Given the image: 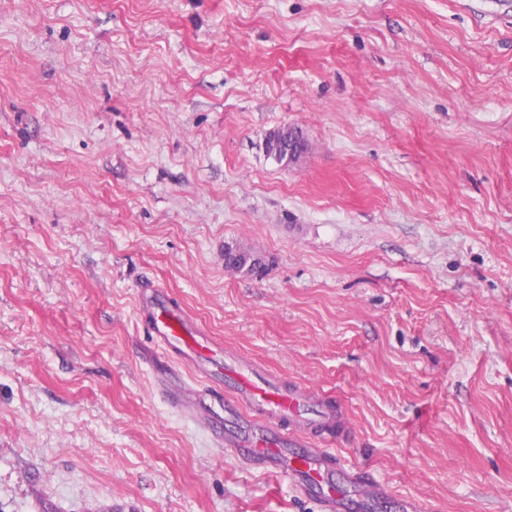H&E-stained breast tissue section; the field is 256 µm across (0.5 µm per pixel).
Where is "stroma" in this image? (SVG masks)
<instances>
[{"label":"stroma","mask_w":512,"mask_h":512,"mask_svg":"<svg viewBox=\"0 0 512 512\" xmlns=\"http://www.w3.org/2000/svg\"><path fill=\"white\" fill-rule=\"evenodd\" d=\"M150 282L343 406L347 512H512V0H0V512H323ZM288 144L286 165L297 162L307 151L303 136L299 132L288 140V128H281L269 133L266 138V151L278 162H281L283 147ZM159 294L158 289L150 308L148 330L151 336L196 373L207 374L204 361L218 347L203 331L189 326L182 315L168 304L159 302Z\"/></svg>","instance_id":"obj_1"}]
</instances>
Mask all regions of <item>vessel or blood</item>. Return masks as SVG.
<instances>
[{
  "instance_id": "obj_1",
  "label": "vessel or blood",
  "mask_w": 512,
  "mask_h": 512,
  "mask_svg": "<svg viewBox=\"0 0 512 512\" xmlns=\"http://www.w3.org/2000/svg\"><path fill=\"white\" fill-rule=\"evenodd\" d=\"M148 330L165 350L195 372H205V362L216 348L214 341L189 326L169 305L152 302ZM224 381L233 410L250 429L246 435L224 434L225 445L239 458L260 462L288 478L300 495L317 500L323 512H344L347 495L333 480L341 461L333 449L315 447L304 415L306 408L316 407L318 426L340 430L347 426L342 408L329 406L328 396L311 387L280 388L239 361L225 364Z\"/></svg>"
}]
</instances>
